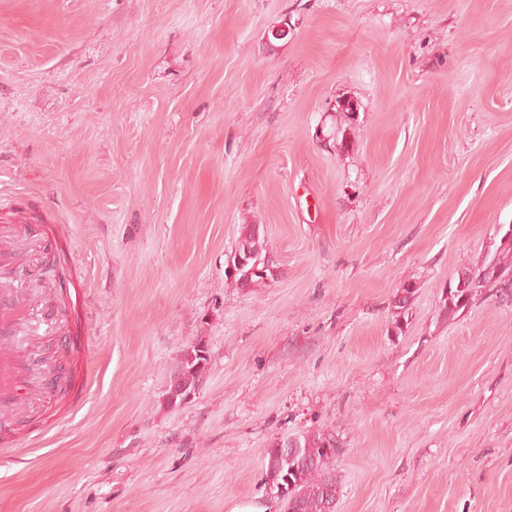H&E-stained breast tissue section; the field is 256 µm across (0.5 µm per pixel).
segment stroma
I'll list each match as a JSON object with an SVG mask.
<instances>
[{"mask_svg": "<svg viewBox=\"0 0 512 512\" xmlns=\"http://www.w3.org/2000/svg\"><path fill=\"white\" fill-rule=\"evenodd\" d=\"M0 188L62 370L0 424V512H280L306 431L336 512H512V283L441 315L512 226V0H0ZM243 229L236 250L245 252L246 249H248L251 253L247 251L246 254L242 255L240 252L235 251L233 257L229 260L227 271L228 274L231 275V278L238 277V280L235 279L237 284L239 282L243 288H247L253 275H262L266 271L265 275L257 276L252 279V286L263 283L264 279H267V277L271 275L270 272L266 270L271 269V265L268 259L265 264L259 268L261 264L260 260H264L268 257L266 235L263 226L260 224H247ZM252 254L255 259L258 260H254L252 265H250L249 260H253ZM207 354L208 348L200 340L187 345L181 350L176 365V373H178L180 378V385L178 390H176L175 403H180L184 398L185 401L182 403H186L195 395L191 392H194L196 385L201 382L207 369ZM282 440L283 448H276L277 440L265 449L263 485L272 474L278 479L290 480L293 490L287 499L278 501L284 512H335L336 509L330 510L329 504L337 499L332 466L338 450L313 454L315 448H322L324 443L334 439L324 434L303 433Z\"/></svg>", "mask_w": 512, "mask_h": 512, "instance_id": "1", "label": "stroma"}]
</instances>
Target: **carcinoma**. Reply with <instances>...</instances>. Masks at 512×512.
I'll return each mask as SVG.
<instances>
[{"label":"carcinoma","mask_w":512,"mask_h":512,"mask_svg":"<svg viewBox=\"0 0 512 512\" xmlns=\"http://www.w3.org/2000/svg\"><path fill=\"white\" fill-rule=\"evenodd\" d=\"M237 249L250 251L258 260L268 257L265 230L260 224H247L239 237ZM461 269L470 271L474 276V288L464 298L456 289H448V298L444 299V312L448 316L464 312L474 297L482 289L497 283L505 276L508 267L499 261L464 263ZM414 289L407 285L397 290L392 307L402 316L409 309ZM208 365V348L199 340L184 347L177 359L176 373L180 385L176 390L175 402H181L185 396L196 389L201 382ZM332 438L323 434H296L283 439L284 447L274 445L265 449L263 479L276 476L289 479L293 490L288 498L281 501L283 512H332L329 504L336 501V475L333 463L337 451L325 454H313Z\"/></svg>","instance_id":"obj_1"}]
</instances>
